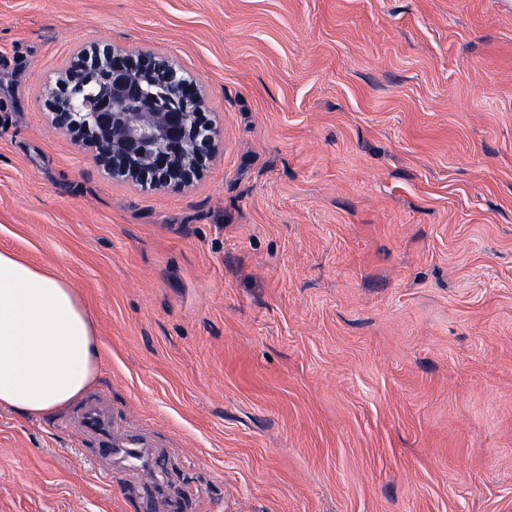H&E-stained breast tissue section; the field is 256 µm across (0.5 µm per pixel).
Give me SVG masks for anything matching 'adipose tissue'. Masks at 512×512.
<instances>
[{"instance_id": "obj_1", "label": "adipose tissue", "mask_w": 512, "mask_h": 512, "mask_svg": "<svg viewBox=\"0 0 512 512\" xmlns=\"http://www.w3.org/2000/svg\"><path fill=\"white\" fill-rule=\"evenodd\" d=\"M95 321L62 277L0 251V407L43 416L98 378Z\"/></svg>"}]
</instances>
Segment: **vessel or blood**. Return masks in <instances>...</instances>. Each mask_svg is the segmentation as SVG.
Here are the masks:
<instances>
[{
    "mask_svg": "<svg viewBox=\"0 0 512 512\" xmlns=\"http://www.w3.org/2000/svg\"><path fill=\"white\" fill-rule=\"evenodd\" d=\"M76 428L115 470L143 486L147 512H180V502L168 492L171 458L158 449L148 430L120 424L98 399L86 405Z\"/></svg>",
    "mask_w": 512,
    "mask_h": 512,
    "instance_id": "vessel-or-blood-1",
    "label": "vessel or blood"
}]
</instances>
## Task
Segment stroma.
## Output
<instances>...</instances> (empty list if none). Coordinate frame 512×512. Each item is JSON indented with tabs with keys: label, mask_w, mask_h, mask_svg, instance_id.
<instances>
[{
	"label": "stroma",
	"mask_w": 512,
	"mask_h": 512,
	"mask_svg": "<svg viewBox=\"0 0 512 512\" xmlns=\"http://www.w3.org/2000/svg\"><path fill=\"white\" fill-rule=\"evenodd\" d=\"M93 44L199 79V180L51 127ZM0 250L90 310L88 394L188 512H512V0H0ZM75 413L0 408V512H144Z\"/></svg>",
	"instance_id": "stroma-1"
}]
</instances>
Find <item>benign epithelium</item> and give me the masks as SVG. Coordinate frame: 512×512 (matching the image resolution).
I'll return each mask as SVG.
<instances>
[{
  "instance_id": "1",
  "label": "benign epithelium",
  "mask_w": 512,
  "mask_h": 512,
  "mask_svg": "<svg viewBox=\"0 0 512 512\" xmlns=\"http://www.w3.org/2000/svg\"><path fill=\"white\" fill-rule=\"evenodd\" d=\"M43 96L52 126L94 148L112 180L186 186L217 152L199 84L173 59L110 45L77 51Z\"/></svg>"
}]
</instances>
